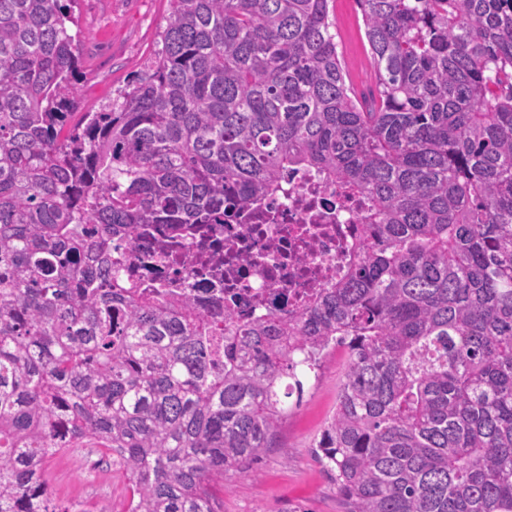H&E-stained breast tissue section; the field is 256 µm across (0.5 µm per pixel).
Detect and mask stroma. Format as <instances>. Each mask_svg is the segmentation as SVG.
Instances as JSON below:
<instances>
[{
	"instance_id": "1",
	"label": "stroma",
	"mask_w": 512,
	"mask_h": 512,
	"mask_svg": "<svg viewBox=\"0 0 512 512\" xmlns=\"http://www.w3.org/2000/svg\"><path fill=\"white\" fill-rule=\"evenodd\" d=\"M73 12L84 76L73 121L115 101L159 47L168 0H76ZM336 40L355 88L373 89L372 63L355 0H335ZM344 360L328 355L308 384L299 408L282 427L278 447L250 472L224 475V512H345L336 484L314 453V445L336 406ZM46 477L57 504L84 502L98 512H123L122 466L100 449L62 451L47 459Z\"/></svg>"
}]
</instances>
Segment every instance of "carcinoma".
I'll return each instance as SVG.
<instances>
[{"label": "carcinoma", "instance_id": "carcinoma-1", "mask_svg": "<svg viewBox=\"0 0 512 512\" xmlns=\"http://www.w3.org/2000/svg\"><path fill=\"white\" fill-rule=\"evenodd\" d=\"M71 2L0 0V512H57L44 464L75 448L117 455L127 512H224L338 346L315 454L346 512H512V0H356L368 96L334 0H169L72 127ZM289 170L369 201L303 311L238 324L100 276L109 225L222 224ZM332 15L336 41L345 60L351 83L358 91L374 90L372 63L364 37L361 13L354 0H335Z\"/></svg>", "mask_w": 512, "mask_h": 512}]
</instances>
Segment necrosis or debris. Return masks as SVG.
<instances>
[{
    "label": "necrosis or debris",
    "mask_w": 512,
    "mask_h": 512,
    "mask_svg": "<svg viewBox=\"0 0 512 512\" xmlns=\"http://www.w3.org/2000/svg\"><path fill=\"white\" fill-rule=\"evenodd\" d=\"M335 185L296 174L281 194L229 224L113 227L112 281L185 297L240 322L284 314L320 296L354 260L363 226Z\"/></svg>",
    "instance_id": "necrosis-or-debris-1"
}]
</instances>
